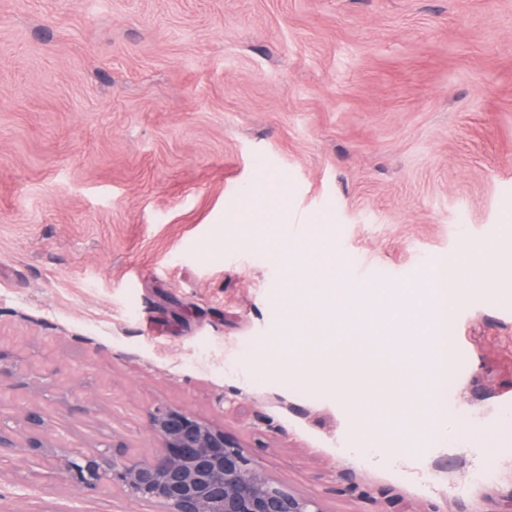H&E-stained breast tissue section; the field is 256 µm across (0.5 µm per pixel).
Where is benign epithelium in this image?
I'll use <instances>...</instances> for the list:
<instances>
[{"label":"benign epithelium","mask_w":512,"mask_h":512,"mask_svg":"<svg viewBox=\"0 0 512 512\" xmlns=\"http://www.w3.org/2000/svg\"><path fill=\"white\" fill-rule=\"evenodd\" d=\"M19 365L0 350V388L13 386ZM35 403L9 412L0 408V464L20 463V484L69 481L89 491H117L153 503L159 512H325L314 497L295 493L253 465L243 447L218 425L176 406L159 405L147 428L156 449L144 454L121 439L71 444L57 433L50 413L71 410L70 399L83 388L76 383L65 395L53 393L54 375L22 383Z\"/></svg>","instance_id":"obj_1"}]
</instances>
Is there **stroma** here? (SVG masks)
<instances>
[{"label":"stroma","mask_w":512,"mask_h":512,"mask_svg":"<svg viewBox=\"0 0 512 512\" xmlns=\"http://www.w3.org/2000/svg\"><path fill=\"white\" fill-rule=\"evenodd\" d=\"M489 252L435 406L381 420L277 361L336 336L289 264L413 292ZM0 350L97 409L63 432L153 452L170 404L325 512H512V0H0ZM0 512H154L65 482Z\"/></svg>","instance_id":"stroma-1"}]
</instances>
